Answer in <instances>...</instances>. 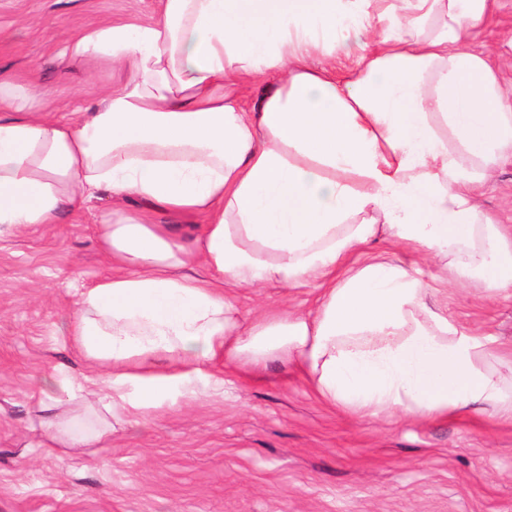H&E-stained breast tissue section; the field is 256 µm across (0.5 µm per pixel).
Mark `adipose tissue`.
Returning <instances> with one entry per match:
<instances>
[{
    "mask_svg": "<svg viewBox=\"0 0 512 512\" xmlns=\"http://www.w3.org/2000/svg\"><path fill=\"white\" fill-rule=\"evenodd\" d=\"M501 0H158L138 23L109 19L67 45L111 83L90 108L37 111L38 87L0 75V236L59 223L105 194L112 276L81 289L74 346L106 370L107 414L64 370L40 388L54 448L111 434L204 365L299 367L326 405L512 423V387L411 268L352 255L377 237L455 257L453 279L512 295V227L479 196L512 155V94L491 55L466 48ZM258 87L242 106L243 87ZM141 201L127 212V198ZM202 217L184 242L154 210ZM208 274H186L189 265ZM314 284V312L243 321L236 288Z\"/></svg>",
    "mask_w": 512,
    "mask_h": 512,
    "instance_id": "obj_1",
    "label": "adipose tissue"
}]
</instances>
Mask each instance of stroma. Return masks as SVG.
<instances>
[{
	"instance_id": "1",
	"label": "stroma",
	"mask_w": 512,
	"mask_h": 512,
	"mask_svg": "<svg viewBox=\"0 0 512 512\" xmlns=\"http://www.w3.org/2000/svg\"><path fill=\"white\" fill-rule=\"evenodd\" d=\"M157 0H0V73L50 94L55 115L93 102L106 71L61 52L104 18L135 22ZM512 225V159L482 197ZM107 199L60 223L0 237V512H512V426L473 412L445 421L358 419L321 402L306 376L269 364L256 377L225 373L197 398L173 397L85 448L44 445L36 401L56 367L100 372L77 353L67 325L78 288L111 276L98 239ZM413 266L450 321L478 333L492 367L512 380V298L443 284L442 261L387 241L367 247ZM314 286L238 288L242 317L263 306L313 310Z\"/></svg>"
}]
</instances>
